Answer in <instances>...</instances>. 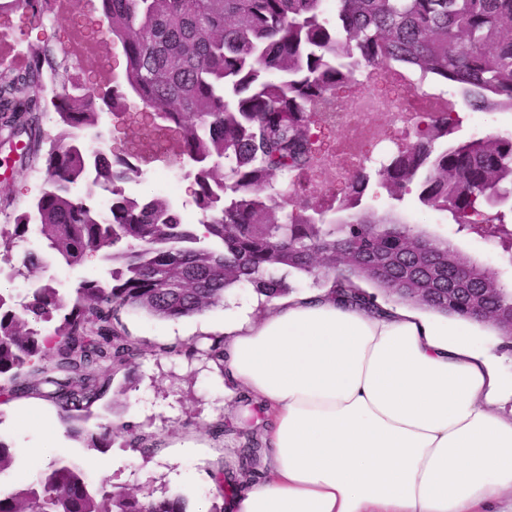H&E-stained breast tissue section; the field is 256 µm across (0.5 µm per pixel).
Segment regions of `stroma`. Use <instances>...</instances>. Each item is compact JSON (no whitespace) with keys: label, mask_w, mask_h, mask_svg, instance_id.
Returning <instances> with one entry per match:
<instances>
[{"label":"stroma","mask_w":512,"mask_h":512,"mask_svg":"<svg viewBox=\"0 0 512 512\" xmlns=\"http://www.w3.org/2000/svg\"><path fill=\"white\" fill-rule=\"evenodd\" d=\"M97 6V0H55L52 14L41 24L14 20L6 37L0 40V58H12L15 51L49 38L60 55L92 71L99 91L122 83L123 72L112 63L113 58L122 54L120 45L108 47L88 39L75 23L77 15L95 11ZM448 108L460 117L455 139L480 138L490 130L512 136V112H474L462 95L452 90L432 103L436 112ZM130 150L137 157L142 178L127 184V193L157 195L162 193L165 181H174L176 188L169 196L170 201L182 210L187 220L198 222L200 214L187 192L191 182L189 171L175 141L134 137L130 140ZM44 178L43 165H21L9 146L0 147V188L14 201L13 209H0V225L13 223L16 213L27 210L41 193ZM363 205L374 211L397 214L429 236L453 240L459 250L476 259L500 282L512 283L511 260L480 238L456 233L447 214L422 206L416 195L409 194L395 201L385 191L373 188ZM23 246L45 258L48 276L63 291H71L85 279L103 282L110 279L112 263L100 255L69 267L55 260L40 236L27 235ZM247 302L256 303L257 313L267 309L266 301L260 300L251 286L243 285L232 290L223 305L177 322L133 312L124 314V323L142 341L145 352L128 375L115 378L112 394L101 402L89 424L93 427L113 422L131 424L136 432L155 438L157 446L151 451L117 444L100 450L87 448L81 439L69 434L56 406L47 400L17 399L0 405V439L14 448L20 474L35 477L50 456L61 454L80 464L95 481L105 482L111 490L136 486L147 497L181 495L192 506L200 502L212 504L211 474L234 463L242 444L240 434L251 423L248 413L238 403L242 386L221 375L213 362L188 355L187 350L202 338L222 334L225 325L240 318ZM470 334L475 348L492 359L502 383L511 385L512 340L487 327L471 328ZM158 344H180L185 353L175 357L154 354ZM220 420L228 430L217 438L209 427ZM188 442L192 443V450L173 457V447Z\"/></svg>","instance_id":"35a3bbf8"}]
</instances>
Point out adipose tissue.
Here are the masks:
<instances>
[{"instance_id":"obj_1","label":"adipose tissue","mask_w":512,"mask_h":512,"mask_svg":"<svg viewBox=\"0 0 512 512\" xmlns=\"http://www.w3.org/2000/svg\"><path fill=\"white\" fill-rule=\"evenodd\" d=\"M225 373L273 417L234 512H512V415L466 333L328 291L226 326Z\"/></svg>"}]
</instances>
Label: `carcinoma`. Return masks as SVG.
Segmentation results:
<instances>
[{
    "mask_svg": "<svg viewBox=\"0 0 512 512\" xmlns=\"http://www.w3.org/2000/svg\"><path fill=\"white\" fill-rule=\"evenodd\" d=\"M101 27L92 38L121 44L124 82L97 96L69 90L70 68L46 43L32 45L22 71L0 74V133L26 134L21 163L45 153L46 188L34 200L48 249L67 266L108 253L118 267L112 285L84 281L64 293L47 280L41 259L21 266L12 250L29 216L0 228V263L25 277V296L0 289V397H39L55 404L90 448L121 437L152 448L126 425L81 426L92 408L128 374L142 347L122 322L128 311L178 321L224 304L250 285L266 301L289 295L288 277L304 274L343 304L373 305L370 284L396 302L476 321L512 336V290L448 239L431 238L390 214L360 208L376 186L395 199L418 191L425 206L448 213L461 232L492 239L512 253V136L451 143L452 114L421 118L425 128L397 143L389 158L331 192L322 202L288 197V174L311 172L319 135L335 131L330 106L365 66L416 71L434 85L452 84L472 110L512 112V0H99ZM53 0H0V17L30 24ZM62 92L52 106L59 132L45 136L46 81ZM174 134L194 169L190 196L197 224L184 222L162 197L132 198L125 184L141 178L126 156L87 149L81 132L98 131L103 110L118 115L130 98ZM103 185L111 220L74 185ZM343 213L338 220L329 213ZM195 352L224 370V341ZM265 453L253 432L237 464L212 474L216 496L260 481ZM15 452L0 440V477ZM0 512H188L180 496L159 499L109 491L63 455L34 479L0 488Z\"/></svg>",
    "mask_w": 512,
    "mask_h": 512,
    "instance_id": "cac0c4a2",
    "label": "carcinoma"
}]
</instances>
